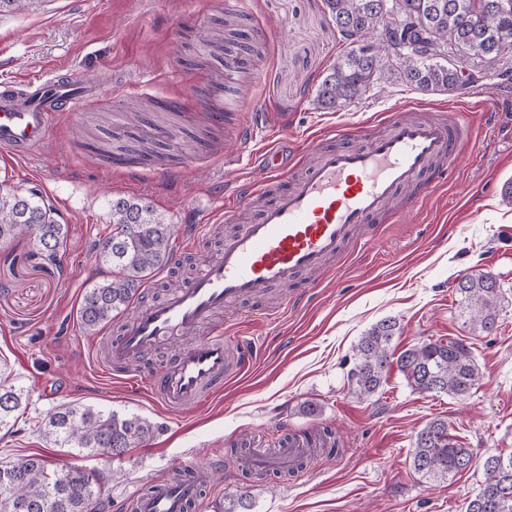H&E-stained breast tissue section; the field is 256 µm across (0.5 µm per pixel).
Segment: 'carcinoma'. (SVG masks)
Instances as JSON below:
<instances>
[{
  "instance_id": "1",
  "label": "carcinoma",
  "mask_w": 512,
  "mask_h": 512,
  "mask_svg": "<svg viewBox=\"0 0 512 512\" xmlns=\"http://www.w3.org/2000/svg\"><path fill=\"white\" fill-rule=\"evenodd\" d=\"M481 18L471 17L472 0H325L348 49L323 74L317 101L337 110L365 94L375 80L398 75L423 92H452L470 83L469 60L495 62L512 52V0H488ZM375 37L379 48L367 45ZM116 150L143 162L161 157L154 141ZM111 230L95 244L99 263L112 277L85 290L80 323L96 334L112 318L129 310L132 299L169 262L175 226L145 198L114 197L109 202ZM28 236L41 255L58 251L65 227L52 206L35 191L0 184V242ZM462 312L473 328L487 335L498 330L502 288L490 273L462 276L455 285ZM398 319H383L361 336L348 375L352 393L369 399L379 393L395 367L419 393L466 398L477 388L481 372L470 343L459 337L429 338L398 350ZM22 389L0 373V432L13 429L22 406ZM45 437L76 455L104 453L122 457L149 441L160 428L138 414H124L81 403L60 405L41 421ZM473 454L449 432L448 422L434 419L416 435L411 468L427 482L446 483L471 468ZM483 481L465 512H512V454L486 455ZM107 477L78 466L57 469L38 454L0 460V512H92ZM224 512H252L246 492L224 497Z\"/></svg>"
}]
</instances>
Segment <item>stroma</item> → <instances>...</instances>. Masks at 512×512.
<instances>
[{"instance_id": "obj_1", "label": "stroma", "mask_w": 512, "mask_h": 512, "mask_svg": "<svg viewBox=\"0 0 512 512\" xmlns=\"http://www.w3.org/2000/svg\"><path fill=\"white\" fill-rule=\"evenodd\" d=\"M218 26L248 36L225 62L210 54ZM346 48L323 0H38L0 16V83L56 68L103 84L98 100L64 115L40 150L20 160L0 155V182L41 192L67 227L54 264L32 255L28 239L0 243V364L28 401L12 433H0V458L36 453L57 468L109 476L98 512H127L135 492L213 457L223 458L224 471L203 489L201 512H220L225 496L241 491L253 512H465L485 455L512 453V200L503 194L512 182V55L459 91L420 92L392 77L339 110L322 109L316 85ZM217 81L230 85L225 105L241 106L260 123L262 146L350 133L406 106L459 109L470 138L456 182L430 193L406 219L378 225L305 299L275 287L263 307L241 301L218 314L214 325L253 349V365L213 401L171 415L136 385L105 374L104 344L117 338L118 325L87 335L79 306L86 288L103 278L93 244L113 197L148 199L175 226L171 262L136 303L162 302L219 253L221 237L187 233L215 223L235 186L259 171L248 159L228 167L212 154L223 130L202 134L205 94ZM165 101L180 102L181 115L162 109ZM190 133L200 137L193 149L137 166L130 178L89 149L97 138L147 136L168 153ZM478 272L503 286L500 327L491 336L472 328L454 290L461 276ZM267 310L275 320L264 318ZM389 317L401 323L402 349L430 337H465L482 372L476 392L463 400L422 394L394 369L379 394L353 396L347 374L354 347ZM77 402L135 413L161 430L120 459L73 456L36 422ZM307 405L313 414L304 413ZM434 418L446 419L473 453L469 471L440 485L410 466L416 434ZM319 426L335 431L340 453L261 480L238 470L233 450L242 440L273 448L288 433Z\"/></svg>"}]
</instances>
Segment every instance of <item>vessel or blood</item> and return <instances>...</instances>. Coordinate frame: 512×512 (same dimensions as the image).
<instances>
[{"label": "vessel or blood", "mask_w": 512, "mask_h": 512, "mask_svg": "<svg viewBox=\"0 0 512 512\" xmlns=\"http://www.w3.org/2000/svg\"><path fill=\"white\" fill-rule=\"evenodd\" d=\"M100 92L99 83L63 79L52 71L33 81L0 83V152L27 157L44 145L63 113L78 111ZM209 118L224 127L232 147L225 162L251 148V126L244 118H229L223 96L213 98ZM467 139L464 125L443 111L422 118L397 112L382 131H366L360 145L344 139L325 147L314 140L288 156L274 146L266 149L258 163L262 179L234 192L239 204L257 203L254 220L225 240L219 255L191 281L175 286L164 302L137 308L110 344L113 372L126 368L131 358L173 345L174 363L143 378L146 393L171 412L214 399L225 383L246 372L251 358L235 337L219 329L203 336L200 328L235 302L258 303L273 286L329 272L357 229H372L391 217L397 196L406 193L416 202L447 185ZM188 335L193 343L179 347ZM327 445L323 434L292 433L279 457L264 458L254 448L241 463L272 472ZM220 466L217 460L191 464L194 481L157 483L151 492L129 499L130 512H191L199 505L200 482L210 481Z\"/></svg>", "instance_id": "vessel-or-blood-1"}]
</instances>
